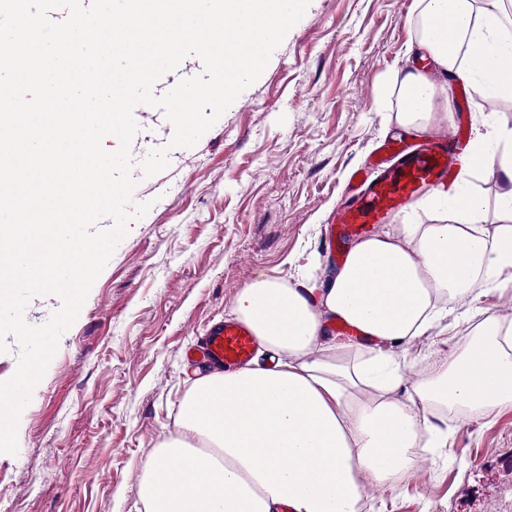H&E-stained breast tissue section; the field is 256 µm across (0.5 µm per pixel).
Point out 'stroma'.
Wrapping results in <instances>:
<instances>
[{
  "instance_id": "stroma-1",
  "label": "stroma",
  "mask_w": 512,
  "mask_h": 512,
  "mask_svg": "<svg viewBox=\"0 0 512 512\" xmlns=\"http://www.w3.org/2000/svg\"><path fill=\"white\" fill-rule=\"evenodd\" d=\"M416 0H310L259 79L190 148H169L164 112L138 105L132 176L147 214L128 225L61 335L20 416L18 452L0 453V512H139L138 477L177 430L194 373L184 358L229 318L254 279L296 282L298 252L335 267L327 220L345 200V178L386 138L395 74L413 67L409 22ZM437 134L493 116L512 127V101L486 106L463 95ZM168 147L167 168L145 176L148 152ZM455 302L413 340L414 370L444 337L472 329ZM451 454L422 459L401 482L367 490L370 512H512V410L436 411Z\"/></svg>"
}]
</instances>
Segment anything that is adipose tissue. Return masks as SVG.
I'll return each instance as SVG.
<instances>
[{"instance_id":"obj_1","label":"adipose tissue","mask_w":512,"mask_h":512,"mask_svg":"<svg viewBox=\"0 0 512 512\" xmlns=\"http://www.w3.org/2000/svg\"><path fill=\"white\" fill-rule=\"evenodd\" d=\"M417 52L435 71L396 74L387 127L427 131L459 79L486 105L512 99V0H418ZM496 180L501 223L484 221L480 180ZM421 209L436 224H388L354 241L322 282L260 277L231 314L270 352L257 364L195 377L175 436L154 448L138 484L143 512H356L366 487L442 445L434 408L512 410V320H478L464 347L411 379L401 350L434 328L446 301L512 277V128L485 121L453 194Z\"/></svg>"}]
</instances>
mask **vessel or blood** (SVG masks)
I'll return each mask as SVG.
<instances>
[{
  "label": "vessel or blood",
  "instance_id": "vessel-or-blood-1",
  "mask_svg": "<svg viewBox=\"0 0 512 512\" xmlns=\"http://www.w3.org/2000/svg\"><path fill=\"white\" fill-rule=\"evenodd\" d=\"M460 134L436 137L419 149L391 142L376 150L372 170L358 169L348 179V204L331 217L330 246L366 233L375 224L409 210L421 191L446 187L455 177V155ZM256 347L251 329L236 320L210 328L188 352L196 362L221 369L250 363Z\"/></svg>",
  "mask_w": 512,
  "mask_h": 512
}]
</instances>
